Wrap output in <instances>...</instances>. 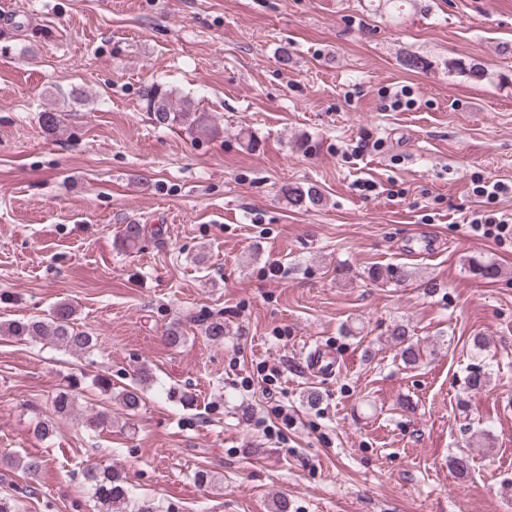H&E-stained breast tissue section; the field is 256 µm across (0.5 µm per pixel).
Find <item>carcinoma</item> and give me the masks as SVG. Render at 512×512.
I'll return each mask as SVG.
<instances>
[{"instance_id": "obj_1", "label": "carcinoma", "mask_w": 512, "mask_h": 512, "mask_svg": "<svg viewBox=\"0 0 512 512\" xmlns=\"http://www.w3.org/2000/svg\"><path fill=\"white\" fill-rule=\"evenodd\" d=\"M141 98L146 109L159 126L172 127L178 125L188 129L198 137H209L215 130L207 123L203 113L197 111L194 103L184 98L176 101L173 92L159 83L146 84L141 88ZM280 192L288 204L299 210L317 207L322 202L321 193L313 186L284 185ZM162 227L148 224L126 225L119 239V247L124 252H132L141 247L142 241L151 236L161 235ZM471 268L475 275L482 279L494 280L500 275L499 267L493 262H483L470 259ZM367 278L375 283L394 282L404 283L412 278V272L404 266H373L367 271ZM75 310L68 302H58L45 315L32 316L26 320H11L0 324V335L26 337L32 341L51 345L70 351L76 355L85 356L94 350L96 339L86 331L81 330L74 322ZM204 336L219 344L224 339V320L220 318H205ZM396 345L400 346V357L407 365L415 364L419 359V348L411 342L409 329L403 324H397L392 330ZM139 383L122 389L120 392L121 406L128 412H134L142 400L140 384L151 380L149 370L142 368L138 372ZM488 380V372L481 365H475L466 378L467 387L478 391ZM74 400L67 391L59 392L52 401V412L62 417L73 412ZM82 426L89 433H99L112 426V411L106 408L91 411L81 418ZM55 432L53 418L38 417L32 430L34 437L46 440ZM32 480L37 479L46 467V459L38 455H28L15 460ZM83 481L92 493V499L99 507V512H114L129 502L126 487L127 478L117 468L100 470L95 466H87L82 471Z\"/></svg>"}]
</instances>
